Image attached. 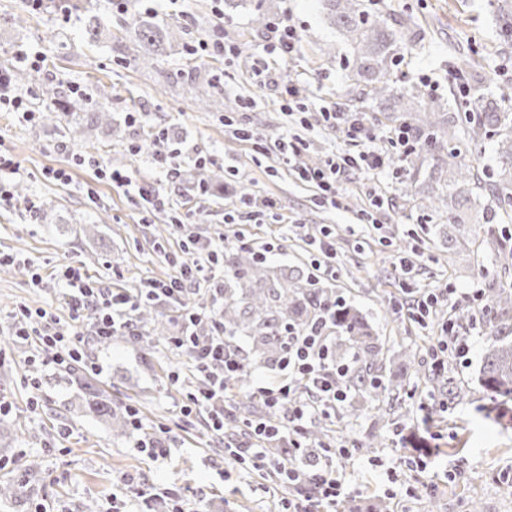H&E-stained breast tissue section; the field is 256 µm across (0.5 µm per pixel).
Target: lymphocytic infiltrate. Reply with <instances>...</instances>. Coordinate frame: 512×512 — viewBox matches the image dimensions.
Wrapping results in <instances>:
<instances>
[{
	"label": "lymphocytic infiltrate",
	"instance_id": "lymphocytic-infiltrate-1",
	"mask_svg": "<svg viewBox=\"0 0 512 512\" xmlns=\"http://www.w3.org/2000/svg\"><path fill=\"white\" fill-rule=\"evenodd\" d=\"M321 117L327 127L341 131L347 140L357 143V150H340L321 165L308 167L300 162L305 141L299 135H284L271 141L263 133L248 128L241 129L240 134L253 141L257 150L274 151L295 168L300 180L316 188L317 199L324 204L335 203L338 186L350 172L392 167L414 144L411 133L405 130L397 138L386 139L360 112L326 109ZM223 257V239L188 237L180 252L171 256L175 275L165 281L146 282L134 295L123 288L102 287L80 272L66 269L63 277L69 290L64 299L71 319L79 324L88 323V331L43 325V312L23 308L16 317L13 334L22 340L37 338L52 352L54 364L64 367L85 359L87 339L102 343L117 335H138L142 306L171 308L178 315L179 331L170 343L194 364L205 380L198 392L187 393L182 412L187 416L205 415L208 429L223 434L226 381L243 361L238 348L227 342L218 309H202L190 302L204 266L218 267ZM278 371L279 378L258 387L255 394L268 411L284 412V419L276 427L262 421L252 425L253 442L248 447L236 448L235 454L239 459H250L255 467H265L269 464V441L287 440L289 458L281 462L279 469L288 488L287 497L279 501L281 512H334L338 501L346 495V487L337 476L336 462L349 458L350 452L332 448L311 450L306 425L315 415H330L347 400L348 394L339 383L346 370L330 360L329 338L319 326L289 333Z\"/></svg>",
	"mask_w": 512,
	"mask_h": 512
}]
</instances>
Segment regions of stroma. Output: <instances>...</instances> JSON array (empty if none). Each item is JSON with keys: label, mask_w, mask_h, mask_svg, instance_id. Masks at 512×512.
<instances>
[{"label": "stroma", "mask_w": 512, "mask_h": 512, "mask_svg": "<svg viewBox=\"0 0 512 512\" xmlns=\"http://www.w3.org/2000/svg\"><path fill=\"white\" fill-rule=\"evenodd\" d=\"M512 0H366L373 17L391 28L406 25L411 38L399 44L404 86L424 97L451 102L465 112L468 98L512 90V38L499 36L502 4ZM112 32L91 46L75 37L74 14L35 12L25 0H0V64L11 76L34 73L22 94L44 111L39 84L62 79V94L50 118L24 122L0 109V156L19 168L17 183L26 195L0 202V256L19 261L16 273L0 272V424L13 436L8 459L39 458L42 480L21 506L0 512H34L52 504L55 512H110L119 490L136 512H164L181 500L185 512H277L280 490L265 470L224 453L202 422L184 417L188 392L201 387L192 364L164 341L112 338L89 343L86 355L103 367L96 381L120 408L139 411L141 429L117 433L94 415L78 410L80 392L52 354L11 334L21 308L46 311L49 323L71 322L63 300L66 267L81 268L103 286L137 292L148 280H165L173 268L168 256L179 250L185 232L223 236L225 251H237L238 238L254 245L278 243L268 254L271 269L310 268V237L321 228L335 236L336 273L322 276V286L355 306L384 344L386 376L402 380L395 410L341 406L335 416L312 419V426L342 429L333 446L349 448L341 461L347 498L356 512H371L375 499L391 512H469L478 501L482 512H512V402L498 404L479 384L481 360L493 334L491 326L463 327L467 356L449 355L448 376L457 396L447 409L423 416L418 409L429 392L398 351L412 349L429 360L441 324L455 310L468 308L474 289L496 280L499 263L484 252L449 247L434 222L424 217L422 197L440 192L445 180L431 175L428 157L397 164L396 171L352 172L340 187L339 204H321L312 187L276 154H260L236 131L254 127L268 136L284 131L300 135L308 161H323L343 148L341 133L323 126L321 108L363 111L381 129H392V102L355 103L356 91L345 79L355 58L346 34L331 24L324 0H155L156 19L176 31L163 56L139 65L142 50L128 34L130 14L121 0H111ZM263 12L267 23L255 22ZM283 20L301 36L292 60L272 61L264 49L268 23ZM237 46L222 58L189 54L190 45L211 35ZM43 54L40 69L17 62V53ZM272 66L274 85L257 88L252 72ZM296 83L309 106L304 123L290 122L278 88ZM112 114L111 124L92 122L97 104ZM142 113L131 121L130 113ZM80 115L78 138L67 133L72 115ZM175 156L179 174L165 176L156 159ZM205 158L210 169L232 163L236 175L200 190L186 171ZM124 172L132 188L100 179L99 169ZM65 170L69 179L51 178ZM163 183L170 205L146 213L135 187ZM272 198L277 206L262 217L249 214L242 195ZM372 223H359L360 211ZM185 231L172 227V220ZM416 251V268L402 281L396 268L400 249ZM40 266L43 280L32 284L29 261ZM447 288L448 301L427 323L394 313L405 291L420 295ZM179 373L171 383V373ZM167 429L166 458L154 461L137 447L144 433Z\"/></svg>", "instance_id": "35a3bbf8"}]
</instances>
